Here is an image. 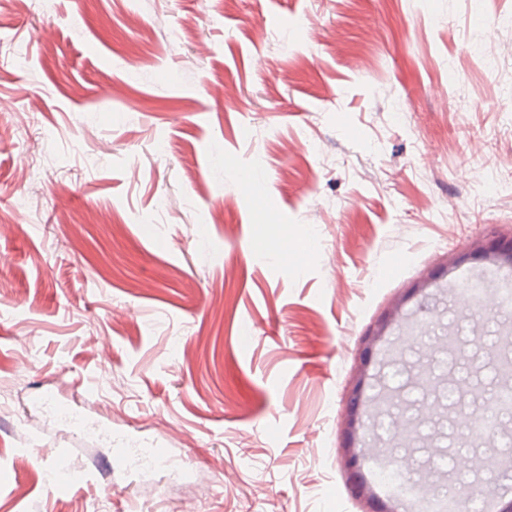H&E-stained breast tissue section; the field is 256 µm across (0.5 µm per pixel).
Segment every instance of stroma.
I'll list each match as a JSON object with an SVG mask.
<instances>
[{
  "label": "stroma",
  "mask_w": 512,
  "mask_h": 512,
  "mask_svg": "<svg viewBox=\"0 0 512 512\" xmlns=\"http://www.w3.org/2000/svg\"><path fill=\"white\" fill-rule=\"evenodd\" d=\"M489 42L512 0H0V512H380L356 494L376 446L475 490L462 512L511 501L483 459L512 414L452 460L512 308L477 327L437 295L512 239V54ZM450 333L478 353L423 395L408 374ZM383 386L402 408L349 446L353 389ZM162 444L103 479L112 448ZM39 403L43 407L48 408L56 420L68 425L83 438H97L108 433L105 426L93 428L86 426L80 416L65 401L43 394L39 399Z\"/></svg>",
  "instance_id": "obj_1"
}]
</instances>
